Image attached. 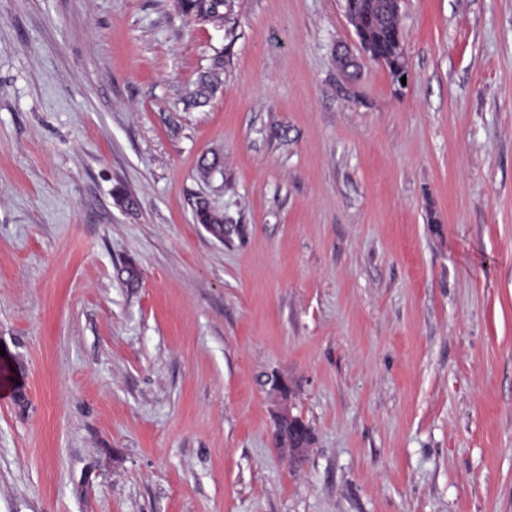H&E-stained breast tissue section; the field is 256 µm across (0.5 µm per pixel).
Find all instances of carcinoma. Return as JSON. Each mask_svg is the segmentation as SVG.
Listing matches in <instances>:
<instances>
[{
  "mask_svg": "<svg viewBox=\"0 0 512 512\" xmlns=\"http://www.w3.org/2000/svg\"><path fill=\"white\" fill-rule=\"evenodd\" d=\"M228 0H176L178 11L196 20L224 23L227 17ZM347 11L355 28L368 36L369 59L385 64L392 76L407 71L408 63L404 50V33L399 21L397 0H347ZM224 69L223 56L213 58L210 69L202 73L184 98L188 106L203 107L220 86V74ZM196 221L217 239H224L232 231V225L224 214L214 211L209 203L199 198L195 202ZM278 440L289 448H308L313 434L308 425L296 426L284 422L276 432Z\"/></svg>",
  "mask_w": 512,
  "mask_h": 512,
  "instance_id": "1",
  "label": "carcinoma"
}]
</instances>
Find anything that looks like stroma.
I'll return each mask as SVG.
<instances>
[{
  "instance_id": "35a3bbf8",
  "label": "stroma",
  "mask_w": 512,
  "mask_h": 512,
  "mask_svg": "<svg viewBox=\"0 0 512 512\" xmlns=\"http://www.w3.org/2000/svg\"><path fill=\"white\" fill-rule=\"evenodd\" d=\"M229 2L0 0V512H512V0ZM178 11L195 20L216 24L224 23L227 17L228 0H176ZM352 24L368 36L370 60L388 67L399 81L408 69L404 50V33L399 21V4L395 0H346ZM408 77V71L407 76ZM223 69V56H215L210 69L202 73L194 87L188 91L184 103L194 107H203L209 103L210 98L221 84L220 74ZM196 221L217 239L224 240L232 231V225L224 219V214L214 211L204 198H197L194 206ZM276 437L288 448H309L313 442V434L308 425L300 424L298 427L288 421L282 423Z\"/></svg>"
}]
</instances>
